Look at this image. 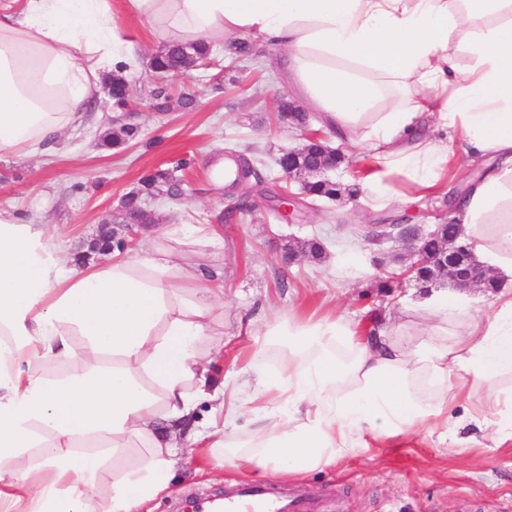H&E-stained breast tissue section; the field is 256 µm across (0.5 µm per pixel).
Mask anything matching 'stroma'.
<instances>
[{"mask_svg": "<svg viewBox=\"0 0 512 512\" xmlns=\"http://www.w3.org/2000/svg\"><path fill=\"white\" fill-rule=\"evenodd\" d=\"M116 31L130 43L140 66L128 73L132 87L126 111L103 108L96 130H81L51 154L37 157L0 156V205L56 225L69 254L87 251L104 218L115 214L121 197L139 186L140 178L157 169H181L179 197L143 201L155 224H179L184 229L211 224L224 227V308L212 316V335L204 349L215 380L237 373L248 361L252 319L295 309L302 313L333 312L357 321L373 315L411 322L410 299L420 296L412 279L379 288L378 260L404 252L397 240L373 242L376 225L392 219L432 226L456 223L458 210L449 208L470 172L468 147L448 129L431 126L429 133L447 142L453 155L438 181L422 187L402 173L389 179L391 193L374 198L364 166L377 162L369 143H352L327 132L331 146L345 154L340 180L357 184V197L342 202L317 200L301 220L277 218L269 196L253 195V212L226 221L238 196L226 195L214 181L211 157L259 158L258 168L268 191L287 185L300 192V181H284L277 165L283 151L300 147L299 129L275 119L278 105L295 94L278 63L277 47L252 42L246 52L224 54L222 80L214 69L193 70L173 80L172 96L190 93L192 108L160 113L150 108L156 85L149 60L163 45L159 32L134 19L124 0H112ZM137 126L135 139L119 148L99 146L100 133L113 120ZM317 239L325 249L321 260L307 255L288 259V242ZM175 474L174 495L157 500L153 512H175L189 496H206L239 487L243 478L230 466L205 464L203 475L189 448H182ZM282 499L304 495L316 512H512V443L499 446L482 439L476 451L461 452L436 439L415 436L399 446H379L353 456L336 468L297 477L266 481Z\"/></svg>", "mask_w": 512, "mask_h": 512, "instance_id": "1", "label": "stroma"}]
</instances>
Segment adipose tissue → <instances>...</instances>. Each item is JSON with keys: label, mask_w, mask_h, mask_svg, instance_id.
<instances>
[{"label": "adipose tissue", "mask_w": 512, "mask_h": 512, "mask_svg": "<svg viewBox=\"0 0 512 512\" xmlns=\"http://www.w3.org/2000/svg\"><path fill=\"white\" fill-rule=\"evenodd\" d=\"M128 7L167 42L279 45L306 107L419 185L450 158L420 136L427 118L472 158L493 156L459 211L477 260L512 279V0ZM117 41L107 0H0V155L51 152L98 122L104 82L136 64ZM181 243L150 232L79 265L51 225L0 208V512H151L171 489L173 434L202 401L212 419L190 434L198 457L244 475L322 471L420 431L463 450L481 435L512 442V292L484 315L468 293L432 294L413 306L425 334L275 315L252 333L247 392L231 377L214 385L204 365L222 270Z\"/></svg>", "instance_id": "1"}]
</instances>
